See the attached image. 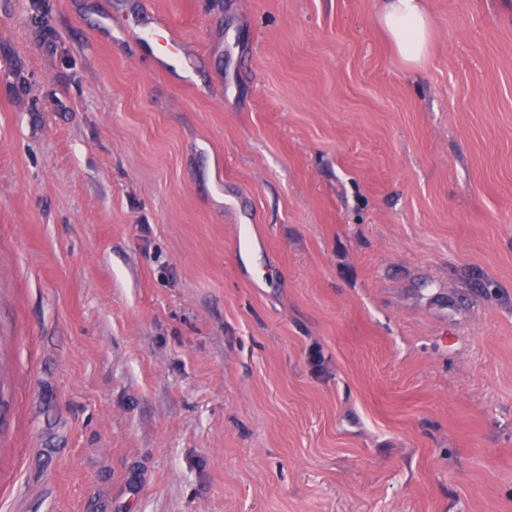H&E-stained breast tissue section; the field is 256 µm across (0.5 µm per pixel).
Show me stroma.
Masks as SVG:
<instances>
[{
  "mask_svg": "<svg viewBox=\"0 0 512 512\" xmlns=\"http://www.w3.org/2000/svg\"><path fill=\"white\" fill-rule=\"evenodd\" d=\"M424 4L410 68L378 0H0V512H512V0Z\"/></svg>",
  "mask_w": 512,
  "mask_h": 512,
  "instance_id": "35a3bbf8",
  "label": "stroma"
}]
</instances>
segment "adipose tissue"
Instances as JSON below:
<instances>
[{"label": "adipose tissue", "instance_id": "obj_1", "mask_svg": "<svg viewBox=\"0 0 512 512\" xmlns=\"http://www.w3.org/2000/svg\"><path fill=\"white\" fill-rule=\"evenodd\" d=\"M377 21L402 61L411 68L420 66L433 37L432 23L422 0H382Z\"/></svg>", "mask_w": 512, "mask_h": 512}]
</instances>
